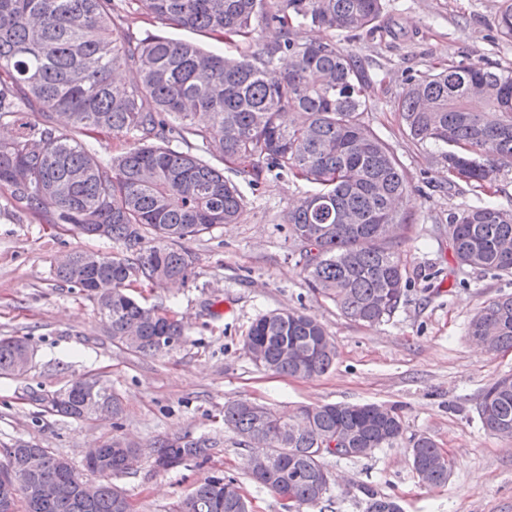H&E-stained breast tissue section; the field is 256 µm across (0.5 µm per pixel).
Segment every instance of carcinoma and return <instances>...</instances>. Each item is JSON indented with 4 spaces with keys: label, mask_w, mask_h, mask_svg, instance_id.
Returning a JSON list of instances; mask_svg holds the SVG:
<instances>
[{
    "label": "carcinoma",
    "mask_w": 512,
    "mask_h": 512,
    "mask_svg": "<svg viewBox=\"0 0 512 512\" xmlns=\"http://www.w3.org/2000/svg\"><path fill=\"white\" fill-rule=\"evenodd\" d=\"M161 22L229 43L274 24L281 39L249 56L209 52L192 41L159 34L133 39L113 16L132 2ZM385 0H0V125L15 127L0 139V190L27 213L71 225L88 238L122 247L96 266L86 252L53 269L57 281L87 293L112 341L134 331L133 352L154 355L180 342L185 326L130 292L136 284L188 281L193 258L184 243L219 224H235L244 210L238 186L222 164L257 182L262 170H286L314 185L289 208L288 236L301 252L311 292L332 302L350 321L373 326L389 319L407 297L409 281L401 242L380 236L384 224L408 228L397 203L410 183L394 149L369 122L362 61L335 39L310 43L308 24L332 34L372 35ZM499 33L512 38V0H503ZM122 70L134 80L122 87ZM404 131L416 146H433L448 168V192L480 190L477 207L448 213L452 249L461 268L512 274V207L492 200L497 174L512 165V68L462 60L405 78L395 100ZM35 112L39 122L24 119ZM55 113L68 126L52 124ZM123 139L122 153L102 160L73 133ZM185 145L180 151L172 147ZM105 225L106 236L97 234ZM112 280V295L94 292ZM467 335L490 351L512 349V296L488 302L468 322ZM24 337L0 338V376L21 375ZM244 344L260 346L259 367L314 378L327 373L336 346L316 317L297 310L261 315ZM47 412L74 420L123 413L102 384L94 395L84 382L40 398ZM483 427L512 433V375L496 379L479 404ZM224 428L249 446L252 436L270 443L273 459L251 478L278 497L293 491L299 505L331 502L320 473L325 459L311 451L319 434L350 431L358 448H389L403 435L401 417L377 405L301 406L286 414L269 406L224 404ZM158 471L188 461L205 462L217 442L189 434L153 442ZM120 436L85 459L99 478L98 493L77 489L59 498L30 492L43 481L72 482L70 463L46 448L16 441L6 449L0 483L15 473V512H125L127 496L110 479L122 474ZM439 451L421 435L409 448L412 466H429ZM39 459L27 470L30 457ZM232 479L210 476L176 504L174 512H238L224 497Z\"/></svg>",
    "instance_id": "cac0c4a2"
}]
</instances>
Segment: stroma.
Here are the masks:
<instances>
[{
    "instance_id": "1",
    "label": "stroma",
    "mask_w": 512,
    "mask_h": 512,
    "mask_svg": "<svg viewBox=\"0 0 512 512\" xmlns=\"http://www.w3.org/2000/svg\"><path fill=\"white\" fill-rule=\"evenodd\" d=\"M502 0H388L373 35L345 33L338 44L359 57L372 83L373 128L394 148L412 189L409 228L400 250L410 291L390 319L368 327L346 319L314 295L288 236L287 212L309 191L288 172H263L257 185L239 182L244 211L238 223L214 227L189 242L194 275L176 288L141 289L146 304L187 327L180 342L153 356L114 344L93 301L53 277L57 257L75 251L118 252L109 241L49 224L6 201L0 192V336L27 338L34 354L20 376L0 377V462L23 439L82 467L94 443L120 433L144 445L174 434L218 441L206 462L169 472L142 463L113 477L133 512H173L208 476H231L257 512H283L278 498L252 482L247 447L225 430L227 401L251 398L281 410L324 403H376L400 415L397 445L360 459L327 457L334 481L333 512H364L368 492L395 498L403 512H512V439L487 432L478 416L483 391L512 374V351L489 352L466 334L485 302L512 295V274L459 269L452 251L449 211L481 205L485 195L449 194L436 149L414 146L393 101L408 74L463 59L512 67V40L496 27ZM120 33H160L195 41L210 51L224 43L161 24L138 6L115 20ZM315 315L333 338L336 360L324 375L296 378L258 369L243 339L250 324L274 310ZM96 378L119 397L124 413L72 420L35 402L74 381ZM431 437L452 462L447 483L419 482L410 441Z\"/></svg>"
}]
</instances>
